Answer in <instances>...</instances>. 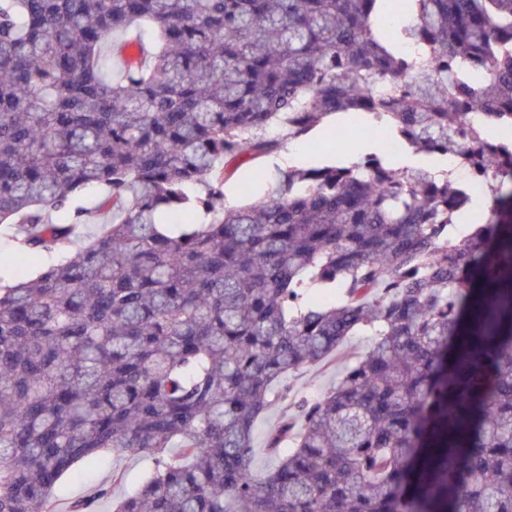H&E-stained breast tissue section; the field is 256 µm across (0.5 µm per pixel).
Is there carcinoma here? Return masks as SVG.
<instances>
[{"mask_svg": "<svg viewBox=\"0 0 512 512\" xmlns=\"http://www.w3.org/2000/svg\"><path fill=\"white\" fill-rule=\"evenodd\" d=\"M131 32L143 59L105 73ZM338 114L369 153L224 206L229 166ZM389 144L431 162L398 174ZM450 158L490 200L461 238ZM100 183L112 221L72 251ZM12 220L60 260L0 286V512H58L65 476L126 452L151 473L100 489L109 512H512V0H0ZM359 334L254 472L288 377ZM283 415V405L281 403H277L272 406L255 424L252 468L257 473H264L272 469L277 464L276 458L269 453L266 448H264V445L266 434L278 425Z\"/></svg>", "mask_w": 512, "mask_h": 512, "instance_id": "carcinoma-1", "label": "carcinoma"}]
</instances>
